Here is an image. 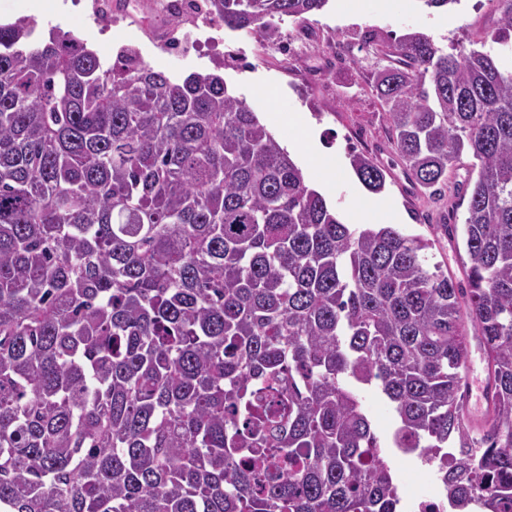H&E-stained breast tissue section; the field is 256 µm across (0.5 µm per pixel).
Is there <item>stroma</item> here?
I'll return each instance as SVG.
<instances>
[{"label": "stroma", "instance_id": "1", "mask_svg": "<svg viewBox=\"0 0 512 512\" xmlns=\"http://www.w3.org/2000/svg\"><path fill=\"white\" fill-rule=\"evenodd\" d=\"M328 0L326 7L309 16V24L326 28L339 41L361 44L368 40L391 41L420 32L442 49L466 48L491 29L498 17L497 0H456L443 10L428 9L423 0ZM1 22H34V35L47 37L52 27L86 37L88 46L104 63H112L123 45L140 48L150 67L182 79L193 72L221 75L236 96L258 115L281 112L284 122L273 134L287 147L301 168H308L311 154L336 158L342 165L335 181L322 189L328 205L341 221H356L359 204L370 195L351 167L353 154L363 152L353 132L363 125L375 137L371 156L387 172L379 194L399 214L398 228L427 240L429 265L440 266L457 287L468 285L467 272L457 260L453 242L433 223L422 220L424 210L443 212V202L416 195L404 180L387 141L386 114L370 90V69L350 63L342 69H324L319 50H311L304 66L281 72L265 54V43L256 34L226 27L185 24L178 36L184 51L174 54L154 47L142 31L127 21L106 23L92 13L67 14L64 10L31 15L28 0H0ZM303 117L305 133L290 127L289 119Z\"/></svg>", "mask_w": 512, "mask_h": 512}]
</instances>
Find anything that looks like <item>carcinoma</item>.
<instances>
[{
  "label": "carcinoma",
  "mask_w": 512,
  "mask_h": 512,
  "mask_svg": "<svg viewBox=\"0 0 512 512\" xmlns=\"http://www.w3.org/2000/svg\"><path fill=\"white\" fill-rule=\"evenodd\" d=\"M207 2L275 44L328 0ZM33 33L0 24V512H394L387 446L456 512H512V0L468 51L373 48L411 187L467 202L441 224L466 291L427 241L343 223L221 76ZM471 363L476 376L485 380L484 363L477 350L472 353ZM476 376L469 373L466 377L467 393L465 412L467 415L471 416L475 422H479L480 417L478 415L482 412L486 400V382ZM365 403L372 415L373 426L382 440L390 439L395 427L392 413L384 401L378 396L376 388L369 386L364 390Z\"/></svg>",
  "instance_id": "obj_1"
}]
</instances>
